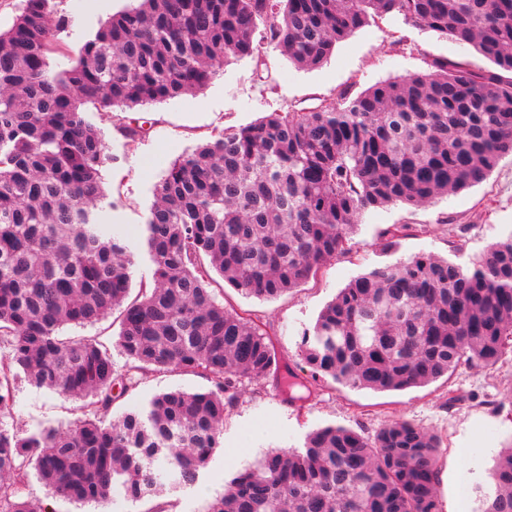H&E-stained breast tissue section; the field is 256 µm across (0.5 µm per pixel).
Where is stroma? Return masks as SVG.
I'll return each instance as SVG.
<instances>
[{
  "mask_svg": "<svg viewBox=\"0 0 512 512\" xmlns=\"http://www.w3.org/2000/svg\"><path fill=\"white\" fill-rule=\"evenodd\" d=\"M56 2L58 11L69 19L57 36L60 50L50 59L52 67L59 69L72 63L102 23L132 6L134 0ZM436 57L466 61L481 69L493 67L472 47L439 37L393 12L371 17L312 69L296 67L270 47L258 64L249 58L230 59L193 95L125 111L106 112L90 103L84 105V117L100 130L109 157L102 168L105 193L97 207L98 217L129 236L136 255L133 286L152 282L142 231L156 201V186L172 161L191 154L224 128L243 127L272 112L307 111L343 93L355 96L384 81L427 73ZM261 69L267 80H259ZM137 124L143 126V133L127 136L126 128ZM395 225L404 226L405 232L390 251L385 247V233ZM511 237L512 154H508L480 185L418 207L398 203L367 213L352 233L348 251L288 294L263 300L227 286L215 288L214 296L261 325L277 348L281 367L309 379V369L299 355L302 337L351 279L418 253H431L466 267L491 244ZM210 387V381L190 372H149L118 398L112 412L141 409L161 392L194 393ZM452 394L457 403H449ZM77 407L76 401L35 387L21 375L0 423L25 436L70 425ZM393 418L413 421L441 436L438 493L442 512H452L457 505L463 512H477L478 500L460 504L459 488L466 481L489 483L494 456L512 445V349L496 365L464 366L435 382L402 391L355 389L324 377L311 381L304 400L292 402L273 379L248 383L224 420L222 446L194 485L141 500L126 498L117 487L108 502L96 505L52 497L35 478L26 493L35 502H53V512H154L158 507L163 512H204L238 471L252 467L270 451L302 448L310 432L329 425L371 435Z\"/></svg>",
  "mask_w": 512,
  "mask_h": 512,
  "instance_id": "obj_1",
  "label": "stroma"
}]
</instances>
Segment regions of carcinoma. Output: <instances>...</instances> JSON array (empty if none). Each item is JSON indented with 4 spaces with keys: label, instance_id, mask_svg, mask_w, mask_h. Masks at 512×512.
Instances as JSON below:
<instances>
[{
    "label": "carcinoma",
    "instance_id": "carcinoma-1",
    "mask_svg": "<svg viewBox=\"0 0 512 512\" xmlns=\"http://www.w3.org/2000/svg\"><path fill=\"white\" fill-rule=\"evenodd\" d=\"M398 13L472 46L498 70L435 58L426 74L379 83L308 112L228 127L170 164L144 229L153 284L123 305L134 255L98 222L106 146L81 107L166 101L202 90L230 57L265 46L315 68L371 14ZM67 19L24 0L0 32V412L11 382L80 401L74 425L22 437L0 426V512L52 494L101 502L113 485L155 495L191 486L246 381L277 371L271 339L216 301L212 274L274 299L348 250L365 214L420 206L483 182L512 153V0H138L109 17L67 69L50 67ZM124 306L113 347L60 335ZM512 340V238L463 267L430 253L352 279L301 342L311 378L404 390L490 366ZM199 374L206 392H163L106 422L135 375ZM441 438L405 419L372 435L328 426L301 450L266 454L206 512H441ZM482 512H512V448L498 455Z\"/></svg>",
    "mask_w": 512,
    "mask_h": 512
}]
</instances>
